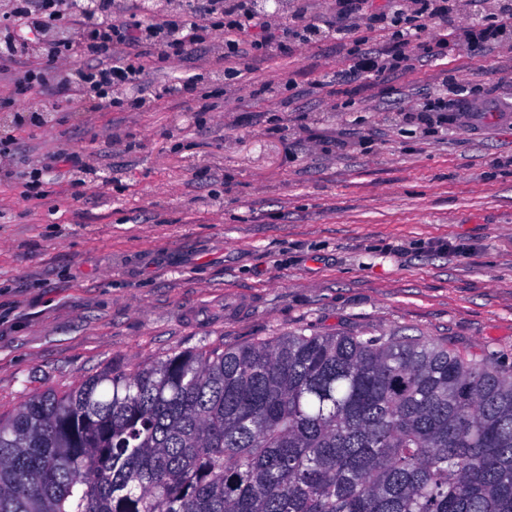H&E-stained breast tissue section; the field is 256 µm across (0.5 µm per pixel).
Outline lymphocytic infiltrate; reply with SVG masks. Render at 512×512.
<instances>
[{"label": "lymphocytic infiltrate", "instance_id": "lymphocytic-infiltrate-1", "mask_svg": "<svg viewBox=\"0 0 512 512\" xmlns=\"http://www.w3.org/2000/svg\"><path fill=\"white\" fill-rule=\"evenodd\" d=\"M124 0H8L0 13V66L12 69L15 94L56 88L57 104L70 106L75 87L58 78L61 62H82L85 82L101 106L142 109L147 83L145 58L169 59L210 47L215 33L224 35V57L240 54V43L254 50L290 49L333 37L349 47L353 63L339 73L345 83L378 80L386 72L408 64L411 58L440 59L449 41L478 50L497 41L512 24V0H499L501 19L496 23L453 25V39H421L424 20L453 24L458 0H394L389 8L374 7L372 0H338L337 21L317 18L307 0H299L287 19L272 20L257 8V0H180L176 16L153 22L123 20ZM390 29L391 45L380 50L360 37V28ZM76 168L81 187L90 166L79 155L63 150L46 155L38 168L17 172L27 193L43 192V175L60 164Z\"/></svg>", "mask_w": 512, "mask_h": 512}]
</instances>
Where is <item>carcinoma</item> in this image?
I'll return each mask as SVG.
<instances>
[{
	"instance_id": "obj_1",
	"label": "carcinoma",
	"mask_w": 512,
	"mask_h": 512,
	"mask_svg": "<svg viewBox=\"0 0 512 512\" xmlns=\"http://www.w3.org/2000/svg\"><path fill=\"white\" fill-rule=\"evenodd\" d=\"M0 512H512V367L396 332L174 349L0 417Z\"/></svg>"
}]
</instances>
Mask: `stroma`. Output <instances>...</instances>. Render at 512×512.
Segmentation results:
<instances>
[{"mask_svg": "<svg viewBox=\"0 0 512 512\" xmlns=\"http://www.w3.org/2000/svg\"><path fill=\"white\" fill-rule=\"evenodd\" d=\"M333 40L143 64L194 96L136 112L76 99L16 130L11 168L62 148L27 196L0 179V415L114 365L293 333L429 336L512 366V37L343 84ZM444 111L411 119L427 96ZM482 110L462 128L457 106ZM444 241L466 255L435 249ZM63 163L70 164L74 170L76 168L78 172L85 175L91 174L93 171L86 162L80 159L79 155L68 153L65 150H58L48 153L38 168H34L31 171L9 170V174H12L16 179L23 180L27 193L31 197L37 198L43 192V173L54 170Z\"/></svg>", "mask_w": 512, "mask_h": 512, "instance_id": "35a3bbf8", "label": "stroma"}]
</instances>
